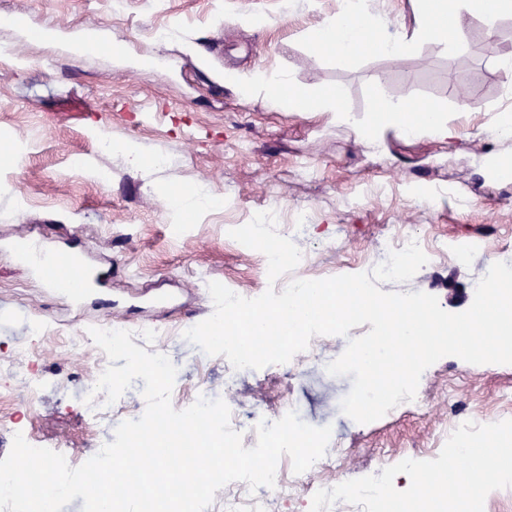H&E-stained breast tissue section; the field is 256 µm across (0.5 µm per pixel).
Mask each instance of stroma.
Segmentation results:
<instances>
[{"mask_svg":"<svg viewBox=\"0 0 512 512\" xmlns=\"http://www.w3.org/2000/svg\"><path fill=\"white\" fill-rule=\"evenodd\" d=\"M365 7L379 34L414 26L411 0ZM341 8V0H0V16L14 19L0 24V149L14 155L0 169V459L12 448V419L76 467L113 441L119 423L144 413L138 378L104 420L84 415L96 355L75 339L111 325L156 329V348L178 368L175 409L204 393L246 421L277 419L290 405L305 423L331 426L326 454L337 463L302 476L305 485L435 459L457 409L480 425L512 419V365L443 357L421 381L426 409L403 404L359 424L340 409L351 377L326 370L347 337L319 336L287 363L237 370L184 336L214 310L209 282L249 299L285 287L282 278L269 282L258 251L228 235L259 212L274 213L283 235L292 212H307V229L291 236L323 279L366 271V258L398 229L432 244L475 241L466 261L442 256L407 282L380 285L434 295L450 313L467 310L474 282L512 258V182L491 176L499 158L512 157V140L496 133L512 110V67L503 64L512 58V16L486 37L479 15L448 0L463 52L421 41L407 55L370 51L345 65L308 43ZM159 27L170 32L162 43ZM88 39L125 51L87 55L79 44ZM258 70L301 92L337 87L342 110L287 112L264 96L243 97L232 75ZM382 100L441 104L449 132L408 136L374 124ZM363 127L369 139L358 136ZM102 135L163 162L147 170L119 151L98 152ZM77 153L85 165L75 171ZM101 170L108 183L97 181ZM181 190L222 203L166 208L167 193ZM33 235L102 271L105 283L71 305L23 260ZM32 372L41 378L34 395Z\"/></svg>","mask_w":512,"mask_h":512,"instance_id":"stroma-1","label":"stroma"}]
</instances>
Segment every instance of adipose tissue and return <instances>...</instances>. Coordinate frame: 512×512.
I'll list each match as a JSON object with an SVG mask.
<instances>
[{
	"label": "adipose tissue",
	"instance_id": "obj_1",
	"mask_svg": "<svg viewBox=\"0 0 512 512\" xmlns=\"http://www.w3.org/2000/svg\"><path fill=\"white\" fill-rule=\"evenodd\" d=\"M412 8L416 22L412 35L380 40L376 52L405 54L418 40L452 42L447 0H412ZM370 25V18L346 12L336 22L312 31L309 40L315 49L336 53L340 60L347 62L355 56L362 34ZM239 90L246 97L263 93L273 106L290 112H335L342 98L341 91L333 87L315 94L285 90L282 79L262 71L240 81Z\"/></svg>",
	"mask_w": 512,
	"mask_h": 512
}]
</instances>
